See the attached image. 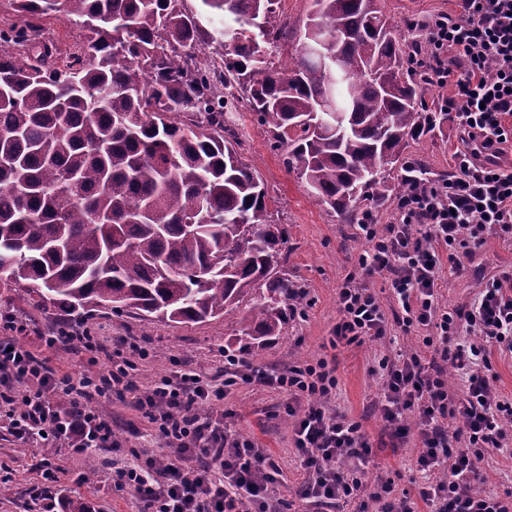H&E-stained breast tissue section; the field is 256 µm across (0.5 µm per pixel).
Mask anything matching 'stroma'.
<instances>
[{
    "label": "stroma",
    "mask_w": 512,
    "mask_h": 512,
    "mask_svg": "<svg viewBox=\"0 0 512 512\" xmlns=\"http://www.w3.org/2000/svg\"><path fill=\"white\" fill-rule=\"evenodd\" d=\"M394 33L408 41L409 24L440 16H453L457 0H383ZM234 117L240 134L237 150L255 175L264 183L270 206L288 231L290 252L283 264L289 277L306 292L297 312L291 315L281 336L243 355L247 371L281 372L288 367L319 358L335 365L339 380L333 409L357 420L371 445L366 466L367 481L377 476H392L398 489L415 490L423 476L415 468L419 452L416 434L397 440L377 411L382 380L372 368L393 347L385 341L362 345L330 347L329 338L338 315V288L352 262L364 248L355 225L339 223L333 214L308 195L296 174L288 171L283 159L271 151L269 135L257 124L247 105H240ZM456 140L455 124H448L432 137L411 144L406 159L424 161L432 172H447ZM470 273L464 278L443 276L438 290L445 306L460 305L479 290L483 276L496 268L512 266V244L490 238L467 261ZM10 311L27 325L22 340L38 356L46 358L58 373L103 375L112 369L111 352L95 355L74 346L49 348L43 342L62 322L85 325L103 342L116 336L134 337L147 350V357L131 355L139 385H151L178 370H191L206 376L219 374L224 366V351L241 334L240 314L205 323H172L142 319L127 314L97 312L88 318L49 308H37L28 298L0 293V312ZM112 423L120 447L96 449V468H88L85 453L69 448H46L20 439L6 419H0V486L9 487L0 496V512H44L46 497H83L91 512H138L134 494L117 490L113 481L129 462L132 451L158 450L147 422L127 402L117 398L92 401ZM214 417L223 418L228 429L252 440L260 451L275 459L280 467L267 490L269 502L277 512H303L304 503L294 496L303 478L296 448L293 446L292 417L288 414L287 394L270 390L255 382H238L223 400L206 406ZM59 459L63 472L58 482L42 478L41 462L47 456Z\"/></svg>",
    "instance_id": "stroma-1"
}]
</instances>
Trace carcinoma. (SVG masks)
Returning <instances> with one entry per match:
<instances>
[{"label": "carcinoma", "mask_w": 512, "mask_h": 512, "mask_svg": "<svg viewBox=\"0 0 512 512\" xmlns=\"http://www.w3.org/2000/svg\"><path fill=\"white\" fill-rule=\"evenodd\" d=\"M12 0L0 28V286L38 308L203 323L237 311L240 340L279 336L296 282L288 233L245 164L231 113L244 102L288 170L343 224L406 194L405 149L443 131L428 107L422 42L392 36L381 0H313L292 27L276 0ZM88 32L63 54L39 20ZM214 47L221 68L197 49Z\"/></svg>", "instance_id": "obj_1"}]
</instances>
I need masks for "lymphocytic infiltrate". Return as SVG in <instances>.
I'll list each match as a JSON object with an SVG mask.
<instances>
[{"mask_svg":"<svg viewBox=\"0 0 512 512\" xmlns=\"http://www.w3.org/2000/svg\"><path fill=\"white\" fill-rule=\"evenodd\" d=\"M453 17H438L426 27L429 54L423 64L452 92L444 107L457 129L453 162L447 174L428 177L398 199L392 223L366 218L359 225L367 244L338 290L339 319L334 343L386 341L421 329L424 351H396L382 357L378 403L394 438L416 429L419 472L429 479L416 493L397 491L394 479L366 483L361 461L370 444L358 421L332 410L338 387L336 369L326 359L258 373L263 385L295 401L294 446L305 479L296 490L321 512L357 500L358 512H415L422 501L430 512H512V490L482 491L483 463L491 452L512 449V398L502 396L492 352L512 355V268L486 279L464 304L447 309L438 301L442 274L466 276L465 257L488 238L512 240V0H458ZM383 275L396 303L385 312L368 277ZM47 347L77 345L98 353L111 349L117 360L108 374H58L24 343H0V414L18 434L52 440L81 451L111 442V423L91 403L118 397L150 423L171 450L135 455L119 471L117 489L132 490L145 512H268L266 483L280 472L273 458L261 457L255 443L227 433L200 405L223 398L225 388L242 378V362L224 359V381L179 371L140 391L124 350L136 342L117 336L104 346L88 329L63 324L45 337ZM456 372L459 386L448 382ZM25 385L16 400L13 384ZM345 467H337V460ZM264 461L257 481L256 461Z\"/></svg>","mask_w":512,"mask_h":512,"instance_id":"lymphocytic-infiltrate-1","label":"lymphocytic infiltrate"}]
</instances>
